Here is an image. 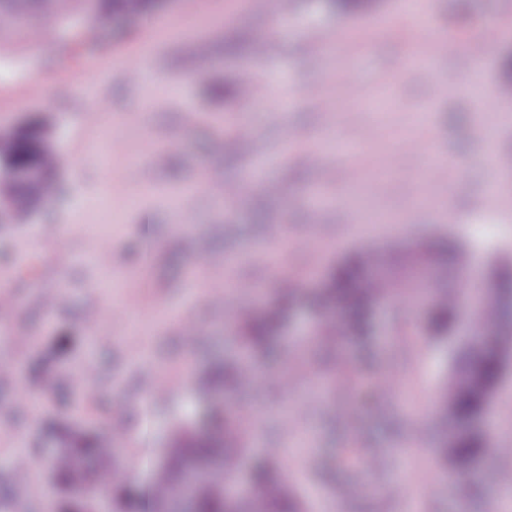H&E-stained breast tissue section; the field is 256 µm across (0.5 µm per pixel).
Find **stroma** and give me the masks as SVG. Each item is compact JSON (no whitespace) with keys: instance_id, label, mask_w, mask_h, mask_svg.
I'll return each mask as SVG.
<instances>
[{"instance_id":"1","label":"stroma","mask_w":512,"mask_h":512,"mask_svg":"<svg viewBox=\"0 0 512 512\" xmlns=\"http://www.w3.org/2000/svg\"><path fill=\"white\" fill-rule=\"evenodd\" d=\"M401 2L365 0L348 15L329 0H296L298 23L290 27L248 0H193L189 8L156 0L153 20L103 18L89 36L83 8L64 23L41 12L32 21L41 34L37 53L29 38L0 36V134L42 117L68 186L27 223L0 224V246L26 258L0 262V292L12 300L0 308V479L11 476L15 440L26 436L40 454L15 492L34 512L65 494L50 477L61 441L125 420L121 462L160 453L178 430L195 431L204 402L194 381L211 362L242 356L240 311L267 308L286 281L301 294L286 329L296 348L291 384L268 381L224 397L229 411L261 421L244 465L279 449L307 512H512V498L500 493L512 471V359L483 418L499 451L470 478L483 489L472 500L460 492L468 478L439 464L436 449L459 335L427 337L417 348L410 333L421 317L376 308V371L404 386L367 405L358 383L373 373L357 367L349 339L303 342L323 317L304 294L321 288L351 250L447 234L481 268L512 257V176L497 178L486 162L489 145L512 152V111H496L491 95L502 85L501 58L512 54V7L471 0L460 19L457 0H428L435 32L457 45L436 61L456 74L439 90L410 61L434 32L406 17ZM242 31L265 51L225 54V41ZM340 40L354 52L336 64L329 50ZM473 40L485 47L482 59L468 51ZM145 47L151 68L137 82L127 67ZM244 72L295 94L285 104L206 94V85L237 84ZM35 84L43 95L33 102ZM93 99L104 108L92 119ZM421 136L441 161L430 174L419 156L399 148ZM147 140L154 145L148 159ZM97 142L103 152H91ZM339 142L359 146L358 155L337 152ZM353 165L366 172L355 185L344 177ZM228 180L240 187L229 202ZM374 212L381 223L361 230ZM272 225L281 236L269 235ZM204 276L232 280L227 303L196 288ZM115 302L127 318L112 317ZM43 356L65 381L95 373L66 408L30 377L31 362ZM339 359L353 366L355 384L344 390ZM157 370L170 388L155 396L154 433L145 442L136 402ZM372 454L379 467L368 466Z\"/></svg>"}]
</instances>
